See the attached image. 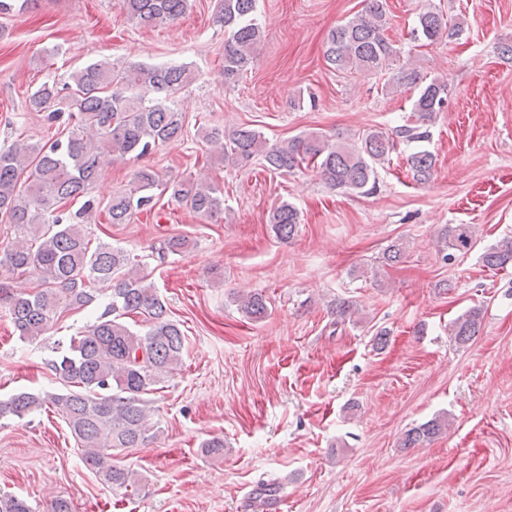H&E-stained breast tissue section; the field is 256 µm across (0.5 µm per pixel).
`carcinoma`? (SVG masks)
Wrapping results in <instances>:
<instances>
[{"mask_svg":"<svg viewBox=\"0 0 512 512\" xmlns=\"http://www.w3.org/2000/svg\"><path fill=\"white\" fill-rule=\"evenodd\" d=\"M189 0H118L139 25L155 27L172 22L187 10ZM258 0H219L215 22L224 27V78L233 80L247 69L262 39ZM386 0H366L364 10L331 31L324 51L326 62L341 73H378L400 58L401 48L385 36ZM458 39L459 22L449 23L440 11L425 5L410 33L412 41L433 42L443 34ZM192 78L183 65L151 66L130 63L116 68L108 61L91 63L69 76L58 89L43 83L29 96L31 109L41 112L64 95L67 136L44 144L17 141L0 147V215L16 227L18 240L0 253V272L7 278H36L29 292L13 293L0 281V305L7 310L22 339L42 335L63 307L80 309L95 300L97 284L111 285L109 302L78 336H72L52 361L55 374L71 389L63 394L17 393L0 401V417L23 418L54 406L74 437L84 464L96 470L105 484L128 488L138 482L134 471L114 461L112 452L139 448L150 438L149 411L143 396L157 390L182 364L186 337L169 319L165 302L141 274V265L127 251L110 242L91 243L84 222L91 203L74 212L61 209L78 198L101 173L104 159L144 158L160 146L184 136L185 116L168 98ZM420 87L413 104L411 125L387 132L369 129L350 144H332L316 133L267 144L261 132L241 126L221 133L200 126L197 132L218 156L235 166L255 159L275 173L316 169L332 190L366 193L375 182L377 167L390 161L397 147L427 137L423 127L448 103V84L434 78L426 83L418 70L404 63L391 86ZM154 93L148 98L140 93ZM413 180L431 182L435 157L425 149L407 156ZM136 188L110 199L105 211L111 224H127L137 211L156 205L154 171L142 168ZM172 196L202 218L224 212V188L216 181L195 178L172 184ZM269 223L277 236L292 238L300 224L298 210L282 203L271 211ZM446 251L443 260L466 254L477 244L473 224H448L439 233ZM490 269L512 266V237L507 236L482 253ZM239 310L261 320L268 312L259 293L236 297ZM143 317V327L132 329L126 319ZM482 310L471 308L452 323L459 345L468 344L480 330ZM448 429V419L437 416L406 432L402 447L416 448ZM0 512H31L26 501L0 494Z\"/></svg>","mask_w":512,"mask_h":512,"instance_id":"carcinoma-1","label":"carcinoma"}]
</instances>
